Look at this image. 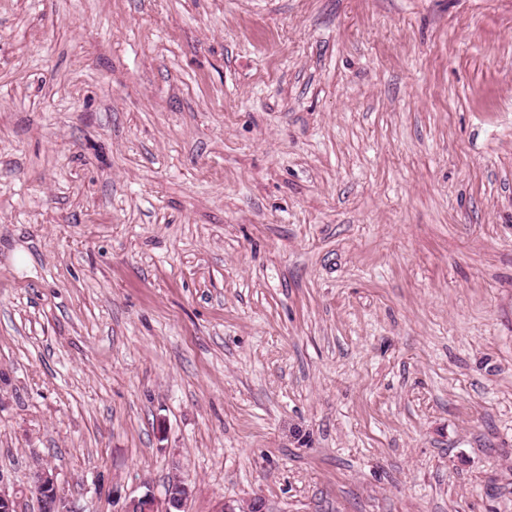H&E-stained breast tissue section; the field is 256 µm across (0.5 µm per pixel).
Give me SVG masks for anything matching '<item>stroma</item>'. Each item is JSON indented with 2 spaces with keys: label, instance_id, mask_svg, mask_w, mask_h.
I'll use <instances>...</instances> for the list:
<instances>
[{
  "label": "stroma",
  "instance_id": "35a3bbf8",
  "mask_svg": "<svg viewBox=\"0 0 512 512\" xmlns=\"http://www.w3.org/2000/svg\"><path fill=\"white\" fill-rule=\"evenodd\" d=\"M81 512H512V0H0V484ZM30 479V491L36 499L38 512H81L60 489L52 468L37 464ZM191 487L186 479L177 475L168 483L163 498L148 492L141 496L124 495L116 488L112 491L114 503L120 504L116 512H186ZM122 500V501H121Z\"/></svg>",
  "mask_w": 512,
  "mask_h": 512
}]
</instances>
